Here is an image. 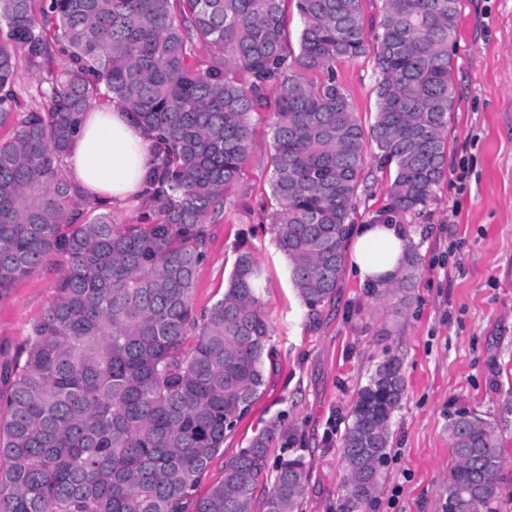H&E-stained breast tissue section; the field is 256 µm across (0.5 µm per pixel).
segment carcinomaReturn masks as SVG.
Returning a JSON list of instances; mask_svg holds the SVG:
<instances>
[{
	"label": "carcinoma",
	"instance_id": "cac0c4a2",
	"mask_svg": "<svg viewBox=\"0 0 512 512\" xmlns=\"http://www.w3.org/2000/svg\"><path fill=\"white\" fill-rule=\"evenodd\" d=\"M383 2L366 127L335 74L366 53L362 0H296V51L288 0H0V127L14 122L0 141V295L48 257L66 260L0 396V512H299L307 463L277 418L197 494L265 385L272 330L249 250L199 316L192 293L262 112L273 114L271 232L308 309L332 300L342 274L366 141L376 169L393 171L377 220L413 219L432 200L446 171L461 0ZM21 67L40 75L26 109L14 88ZM101 101L124 107L152 142L139 224L114 223L106 202L89 209L64 172L83 115ZM420 264L408 245L370 294L403 313ZM404 398L396 356L358 388L337 512H365L367 489L378 492ZM276 439L291 453L260 492ZM448 439L447 512H496V428L460 411Z\"/></svg>",
	"mask_w": 512,
	"mask_h": 512
}]
</instances>
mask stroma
Instances as JSON below:
<instances>
[{
  "label": "stroma",
  "mask_w": 512,
  "mask_h": 512,
  "mask_svg": "<svg viewBox=\"0 0 512 512\" xmlns=\"http://www.w3.org/2000/svg\"><path fill=\"white\" fill-rule=\"evenodd\" d=\"M448 54L455 102L446 174L422 216L403 227L422 265L401 316L347 271L317 313L300 301L270 233L272 116L255 123L240 194L226 204L223 223L209 228L193 305L201 312L219 300L238 251H252L264 271L274 366L227 433L199 492L221 481L225 461L279 417L309 464L302 512H336L348 409L376 365L395 355L406 397L367 512H446L448 422L460 411L496 427L504 459L496 508L512 512V0H462ZM336 77L358 118L370 123L372 55L338 62ZM62 269L61 259L50 257L0 295V371L23 361L30 327L53 301Z\"/></svg>",
  "instance_id": "obj_1"
}]
</instances>
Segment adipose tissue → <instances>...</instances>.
Wrapping results in <instances>:
<instances>
[{"label":"adipose tissue","mask_w":512,"mask_h":512,"mask_svg":"<svg viewBox=\"0 0 512 512\" xmlns=\"http://www.w3.org/2000/svg\"><path fill=\"white\" fill-rule=\"evenodd\" d=\"M149 160L143 129L116 105L84 115L70 156L77 185L116 206L142 191ZM406 245L397 225H362L355 231L351 267L360 282H375L397 270Z\"/></svg>","instance_id":"1"}]
</instances>
